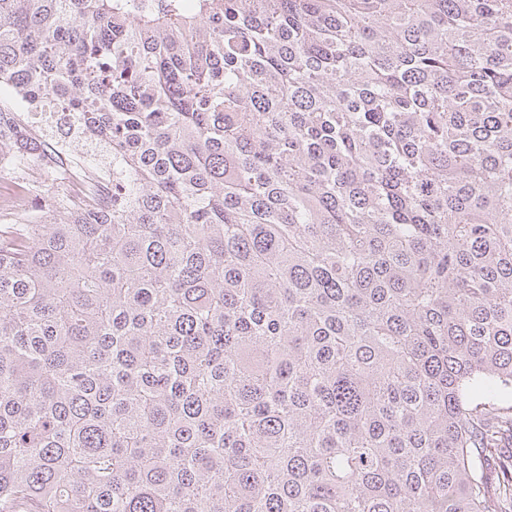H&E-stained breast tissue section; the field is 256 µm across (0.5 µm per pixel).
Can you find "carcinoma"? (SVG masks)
I'll list each match as a JSON object with an SVG mask.
<instances>
[{
	"instance_id": "carcinoma-1",
	"label": "carcinoma",
	"mask_w": 512,
	"mask_h": 512,
	"mask_svg": "<svg viewBox=\"0 0 512 512\" xmlns=\"http://www.w3.org/2000/svg\"><path fill=\"white\" fill-rule=\"evenodd\" d=\"M0 91L112 156L0 223V512H512V0H0ZM28 113V117L30 118V120L34 121V125L43 124L46 121L54 120L57 123L58 127H61L64 132H68V135H66L65 139L68 140L70 143V139L81 130V119L77 114H75V112H70L68 109L60 108L58 112ZM83 153L57 151L51 162L69 175V202L72 207L93 209L103 205L112 194V176L102 175L83 162Z\"/></svg>"
}]
</instances>
